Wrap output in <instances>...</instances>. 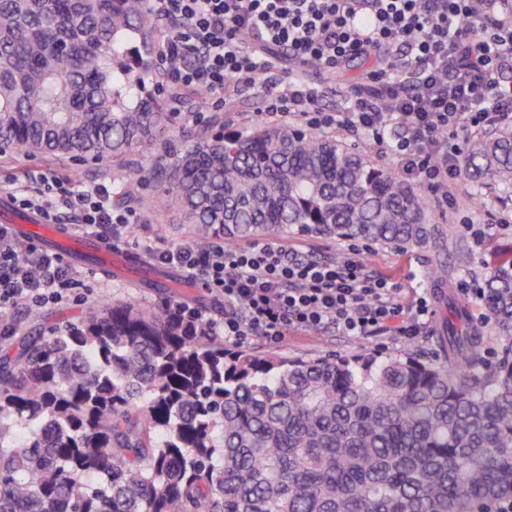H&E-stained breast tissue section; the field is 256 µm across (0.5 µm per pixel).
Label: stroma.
<instances>
[{"instance_id":"obj_1","label":"stroma","mask_w":512,"mask_h":512,"mask_svg":"<svg viewBox=\"0 0 512 512\" xmlns=\"http://www.w3.org/2000/svg\"><path fill=\"white\" fill-rule=\"evenodd\" d=\"M371 63L366 59H353L339 72L330 74L317 68H306L308 80L322 91L321 107L329 112L340 110L342 93L348 86L361 82ZM226 121L236 127L264 125L269 121L260 98L250 91H240L231 101L220 105ZM111 160L76 162L68 158L53 159L39 155L17 156L11 152L0 153V197L9 195L13 183L21 182L28 173H52L62 178L91 183H111ZM142 199L137 204L141 224L133 234L118 240L119 248L131 255L143 257L141 242L150 237L160 238L168 245H176L192 239L188 225L183 224L175 209L158 201L153 188L141 191ZM512 215V202L500 201L495 195H477L469 181H461L456 193V203L443 208L432 203L430 219L435 224L449 225L453 233L442 249L413 248L398 251L366 242L359 243L360 255L366 256L370 271L392 276L402 282L407 294H414L418 288H426L433 315L419 336L404 339L386 333L371 336H349L334 328L315 331H298L289 335L276 347H268L262 340H245L244 349L257 354L268 351L291 358H318L328 354L350 356L376 352L385 355L417 353L430 361L443 360L439 347L441 323L448 312V301L463 297L471 321L482 326L485 334L484 353L491 356L502 353L504 341L497 336L488 322L481 301L475 292L481 284L484 269L497 263L512 251V228L496 224L499 215ZM445 254L452 272L445 281H435L428 270L438 254ZM70 267L76 275L75 283L66 290L59 301L31 305L22 302L15 306L13 318L15 329L11 336L0 335V344L17 343L23 337L32 335L38 328L55 324L78 321L90 308L113 301H132L143 306L160 302L172 305L189 304L203 313L214 324L224 322V298L202 283L188 288H151L102 272L95 259L70 260ZM38 308L42 318L33 322L29 317L31 308Z\"/></svg>"}]
</instances>
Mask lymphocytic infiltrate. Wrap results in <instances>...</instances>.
Masks as SVG:
<instances>
[{
  "label": "lymphocytic infiltrate",
  "instance_id": "obj_1",
  "mask_svg": "<svg viewBox=\"0 0 512 512\" xmlns=\"http://www.w3.org/2000/svg\"><path fill=\"white\" fill-rule=\"evenodd\" d=\"M167 30L158 56L173 106L185 94L221 103L248 88L270 117L336 130L383 147L407 179L453 203L462 152L458 132L478 136L512 126V0H148ZM287 47L299 68L284 71ZM372 56L363 85L347 90L344 106L326 112L321 93L302 74L307 65L336 69ZM19 207L47 223L61 210L83 228L121 239L140 222L135 206L119 205L106 184L54 175L16 187ZM161 263L201 279L224 298V335L255 336L278 345L296 330L334 327L350 336L379 331L420 334L431 309L426 297L405 303L393 278L370 273L350 249L321 262L268 244L233 248L191 240L151 246ZM74 272L60 255L36 244L18 250L0 225V332L13 327L22 301L61 299Z\"/></svg>",
  "mask_w": 512,
  "mask_h": 512
}]
</instances>
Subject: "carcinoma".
<instances>
[{
  "mask_svg": "<svg viewBox=\"0 0 512 512\" xmlns=\"http://www.w3.org/2000/svg\"><path fill=\"white\" fill-rule=\"evenodd\" d=\"M162 37L147 0H0V148L122 159L121 197L152 186L200 237L437 245L429 203L368 145L284 125L184 139L173 113L115 88L131 36ZM462 170L512 199V128L472 138ZM498 361L451 303L447 364L224 348L167 303L113 302L0 346V512H477L512 498V253L482 273ZM28 430L4 443V420Z\"/></svg>",
  "mask_w": 512,
  "mask_h": 512,
  "instance_id": "carcinoma-1",
  "label": "carcinoma"
}]
</instances>
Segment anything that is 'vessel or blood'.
I'll use <instances>...</instances> for the list:
<instances>
[{"label":"vessel or blood","mask_w":512,"mask_h":512,"mask_svg":"<svg viewBox=\"0 0 512 512\" xmlns=\"http://www.w3.org/2000/svg\"><path fill=\"white\" fill-rule=\"evenodd\" d=\"M0 221L15 225L16 229L24 235H37L42 240L54 243L57 247L67 253L74 254L86 250L88 247H95L96 251L105 263L117 266L122 276H130L136 273V264L130 263L124 250L111 247L103 242L91 238H76L65 232L60 225H45L42 216L35 212L15 211L11 204H4L0 207Z\"/></svg>","instance_id":"b4317fda"}]
</instances>
